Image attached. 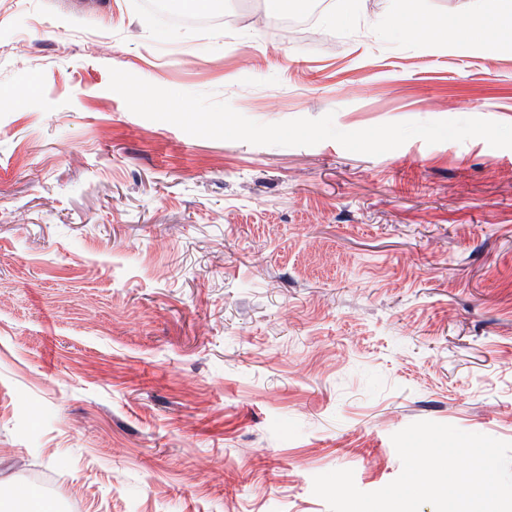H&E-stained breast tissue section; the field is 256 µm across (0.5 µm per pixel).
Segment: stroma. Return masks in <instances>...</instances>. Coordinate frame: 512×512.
I'll return each mask as SVG.
<instances>
[{"instance_id":"35a3bbf8","label":"stroma","mask_w":512,"mask_h":512,"mask_svg":"<svg viewBox=\"0 0 512 512\" xmlns=\"http://www.w3.org/2000/svg\"><path fill=\"white\" fill-rule=\"evenodd\" d=\"M162 23L141 0H0V506L329 512L418 421L512 442V149L264 146L132 113L110 69L263 124H512V43L344 24Z\"/></svg>"}]
</instances>
